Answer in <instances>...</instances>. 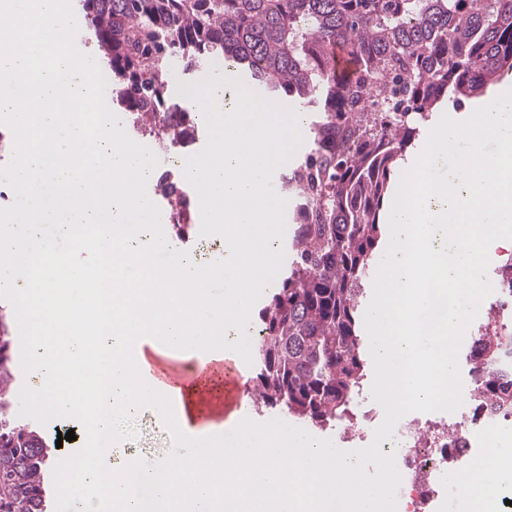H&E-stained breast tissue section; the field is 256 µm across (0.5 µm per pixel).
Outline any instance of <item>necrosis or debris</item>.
<instances>
[{
  "label": "necrosis or debris",
  "instance_id": "1",
  "mask_svg": "<svg viewBox=\"0 0 512 512\" xmlns=\"http://www.w3.org/2000/svg\"><path fill=\"white\" fill-rule=\"evenodd\" d=\"M194 131L179 150L163 151L155 169L163 179L180 167L185 156L200 151L207 131L201 113L191 115ZM462 405L452 412H411L398 422L391 439L380 450L394 454L402 476L398 512H446L448 476L467 469L480 481L474 493L502 473H512V454L499 452L502 439L512 438V408L478 402L474 379L462 382ZM384 411L371 396L359 395L350 421L331 434L341 448H362L373 440Z\"/></svg>",
  "mask_w": 512,
  "mask_h": 512
}]
</instances>
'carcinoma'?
Instances as JSON below:
<instances>
[{
  "instance_id": "obj_1",
  "label": "carcinoma",
  "mask_w": 512,
  "mask_h": 512,
  "mask_svg": "<svg viewBox=\"0 0 512 512\" xmlns=\"http://www.w3.org/2000/svg\"><path fill=\"white\" fill-rule=\"evenodd\" d=\"M119 110L173 143L188 110L170 100L171 64L222 58L264 95L312 113L309 147L278 191L292 200L284 271L257 315L252 393L260 413L315 428L344 418L366 374L359 303L382 237L383 204L416 124L512 71V0H78ZM345 51L353 68L342 72ZM473 357L479 396L512 398L491 366L512 328L487 327ZM0 335V377L12 365ZM42 437L0 419V512H47Z\"/></svg>"
}]
</instances>
